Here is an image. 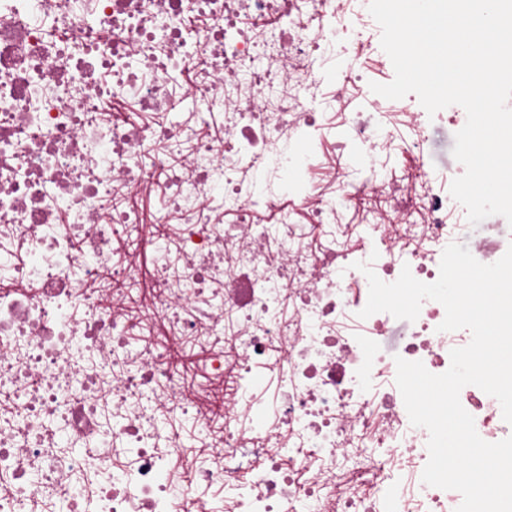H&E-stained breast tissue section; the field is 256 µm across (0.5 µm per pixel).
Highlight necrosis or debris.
<instances>
[{
	"mask_svg": "<svg viewBox=\"0 0 512 512\" xmlns=\"http://www.w3.org/2000/svg\"><path fill=\"white\" fill-rule=\"evenodd\" d=\"M369 0H0V512H455L459 492L426 485L429 433L412 426L396 358L434 374L468 330L442 332L437 301L416 321L359 313L369 284L402 268L431 283L466 238L481 263L512 225L472 234L449 192L461 163H427L430 132L462 128L452 105L388 100L394 68ZM205 69H198L199 61ZM223 130L222 139L210 134ZM183 144L180 167L150 153ZM367 158L366 178L314 180L327 154ZM163 177L184 285L167 280L157 226L116 192ZM293 181L257 193L258 178ZM380 200L354 220L334 203ZM140 232L139 261L113 267L116 225ZM114 286L101 288L103 270ZM146 281L163 334L118 287ZM209 336L202 385L233 379L220 439L184 486L180 435L153 420L162 401L205 423L174 352ZM482 439L512 436L498 400L459 395Z\"/></svg>",
	"mask_w": 512,
	"mask_h": 512,
	"instance_id": "4bbe7bcc",
	"label": "necrosis or debris"
}]
</instances>
